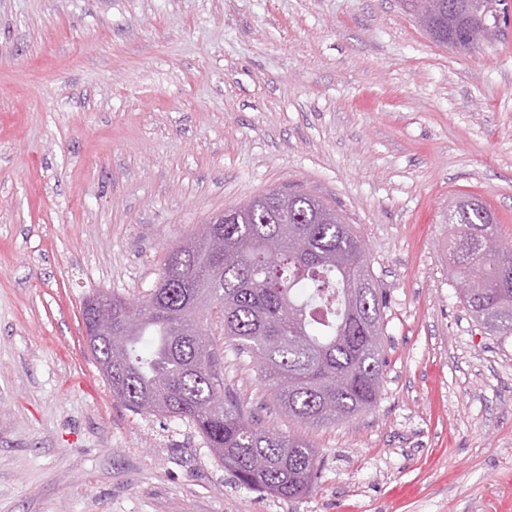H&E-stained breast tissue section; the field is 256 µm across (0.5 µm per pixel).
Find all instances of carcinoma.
Here are the masks:
<instances>
[{"mask_svg":"<svg viewBox=\"0 0 512 512\" xmlns=\"http://www.w3.org/2000/svg\"><path fill=\"white\" fill-rule=\"evenodd\" d=\"M498 0H446L439 24L448 44L476 45L477 8L496 13ZM288 189L268 190L249 209L212 225L224 243L223 280L206 279L216 253L209 242L170 247L156 284L137 301L133 328L93 353L112 358V395L136 412L189 420L237 484L297 499L318 483L320 461L303 437L264 426L224 389L214 342L193 322L194 302L211 298L224 338L255 358L266 396L288 418L308 426L348 420L372 408L385 366V300L367 262L359 232L325 200ZM448 257L455 279L478 272L458 289L480 326L512 336V246L502 247L493 212L477 199L457 202L448 215ZM112 300L120 325L132 301Z\"/></svg>","mask_w":512,"mask_h":512,"instance_id":"obj_1","label":"carcinoma"}]
</instances>
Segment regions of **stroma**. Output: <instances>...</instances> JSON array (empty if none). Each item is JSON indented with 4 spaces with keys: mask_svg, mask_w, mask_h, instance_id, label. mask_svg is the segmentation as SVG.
Here are the masks:
<instances>
[{
    "mask_svg": "<svg viewBox=\"0 0 512 512\" xmlns=\"http://www.w3.org/2000/svg\"><path fill=\"white\" fill-rule=\"evenodd\" d=\"M284 184L355 225L386 302L374 407L259 412L321 460L294 500L114 398L82 319ZM467 195L512 239V22L460 51L405 0H0V512H512V338L448 273ZM204 327L255 406L256 365Z\"/></svg>",
    "mask_w": 512,
    "mask_h": 512,
    "instance_id": "stroma-1",
    "label": "stroma"
}]
</instances>
